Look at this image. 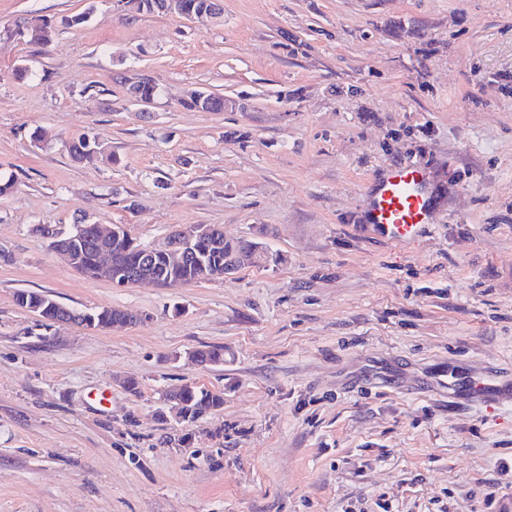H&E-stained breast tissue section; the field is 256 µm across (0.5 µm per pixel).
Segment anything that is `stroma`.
Returning <instances> with one entry per match:
<instances>
[{
    "label": "stroma",
    "instance_id": "stroma-1",
    "mask_svg": "<svg viewBox=\"0 0 512 512\" xmlns=\"http://www.w3.org/2000/svg\"><path fill=\"white\" fill-rule=\"evenodd\" d=\"M222 8L0 0V512H512V395H450L512 383V0ZM39 16L49 46L6 38ZM141 74L146 109L122 83ZM191 88L223 111L185 109ZM86 132L91 164L67 150ZM397 163L436 196L401 244L363 222ZM80 218L143 244L215 224L282 261L118 288L38 231ZM20 290L137 321L42 327ZM204 345L223 365L187 359ZM186 381L223 408L160 418ZM166 0H129L135 2V7L129 10L130 17L145 14H168L163 12V3ZM166 10L171 14H177L187 17L188 14L185 10V2L183 0H168L165 2Z\"/></svg>",
    "mask_w": 512,
    "mask_h": 512
}]
</instances>
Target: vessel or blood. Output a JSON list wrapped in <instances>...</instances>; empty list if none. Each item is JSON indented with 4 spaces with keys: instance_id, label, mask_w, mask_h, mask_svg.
I'll return each mask as SVG.
<instances>
[{
    "instance_id": "b4317fda",
    "label": "vessel or blood",
    "mask_w": 512,
    "mask_h": 512,
    "mask_svg": "<svg viewBox=\"0 0 512 512\" xmlns=\"http://www.w3.org/2000/svg\"><path fill=\"white\" fill-rule=\"evenodd\" d=\"M433 220L430 179L412 164L390 167L368 198L367 222L387 241L403 243L421 236Z\"/></svg>"
}]
</instances>
